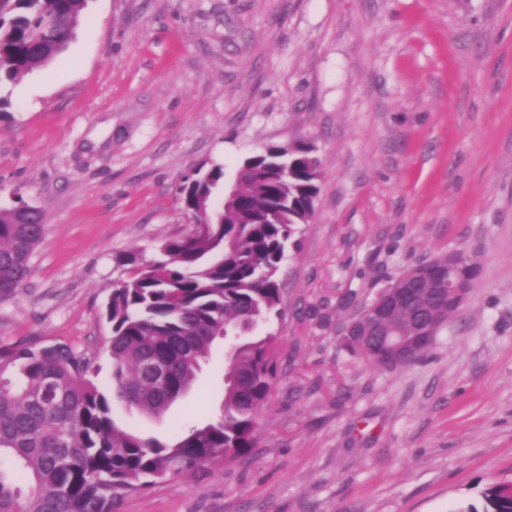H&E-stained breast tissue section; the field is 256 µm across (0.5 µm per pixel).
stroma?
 <instances>
[{"label": "stroma", "instance_id": "35a3bbf8", "mask_svg": "<svg viewBox=\"0 0 512 512\" xmlns=\"http://www.w3.org/2000/svg\"><path fill=\"white\" fill-rule=\"evenodd\" d=\"M0 97V206L45 216L0 344L72 345L101 385L117 259L190 231L184 176L317 148L315 215L260 329L279 343L258 447L114 512H484L512 482V0H89L68 49ZM456 249L482 272L420 362L382 371L343 347L357 304ZM223 388L218 351L163 417H115L169 443Z\"/></svg>", "mask_w": 512, "mask_h": 512}]
</instances>
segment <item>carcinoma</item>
I'll return each mask as SVG.
<instances>
[{
	"label": "carcinoma",
	"instance_id": "1",
	"mask_svg": "<svg viewBox=\"0 0 512 512\" xmlns=\"http://www.w3.org/2000/svg\"><path fill=\"white\" fill-rule=\"evenodd\" d=\"M88 0H0V82H14L55 61L71 43ZM319 159L308 142L269 144L246 158L231 182L224 167L197 169L178 188L194 219L186 236L169 239L161 258L118 257L127 277L105 305L111 325L112 388L95 382L84 352L36 341L0 346V512H112L115 500L166 475L247 456L258 447V416L273 391L278 338L254 331L280 315L277 278L297 228L311 219L320 193ZM45 233L37 207H0V300L31 274ZM481 264L462 258L456 276L475 282ZM448 267L434 258L418 282H403L386 315L362 317L343 346L388 370L386 337L429 350V325H447L455 301L444 288ZM224 353V400L218 420L191 428L171 445L144 438L112 416V402L160 417L194 385L217 341ZM169 363L162 394L144 373L147 360ZM486 499L512 512V485H493Z\"/></svg>",
	"mask_w": 512,
	"mask_h": 512
}]
</instances>
